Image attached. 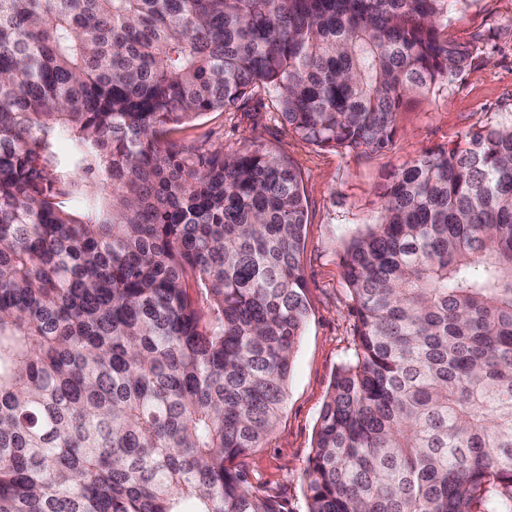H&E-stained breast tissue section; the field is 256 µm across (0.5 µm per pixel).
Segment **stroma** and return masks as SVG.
<instances>
[{
  "label": "stroma",
  "instance_id": "stroma-1",
  "mask_svg": "<svg viewBox=\"0 0 512 512\" xmlns=\"http://www.w3.org/2000/svg\"><path fill=\"white\" fill-rule=\"evenodd\" d=\"M450 37L480 51L440 94L411 97L398 132L379 154L321 150L292 134L270 99L244 112H211L173 133L185 144L225 151L263 148L290 161L304 188L307 223L300 260L309 315L272 435L245 459L252 484L279 495L288 512H307L306 468L315 426L335 373L353 348L352 300L343 277L344 244L375 223L387 185L424 151L484 125L512 122V0H470L448 15Z\"/></svg>",
  "mask_w": 512,
  "mask_h": 512
}]
</instances>
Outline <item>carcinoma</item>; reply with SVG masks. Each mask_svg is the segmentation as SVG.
Returning <instances> with one entry per match:
<instances>
[{
  "mask_svg": "<svg viewBox=\"0 0 512 512\" xmlns=\"http://www.w3.org/2000/svg\"><path fill=\"white\" fill-rule=\"evenodd\" d=\"M466 2L0 0V512H287L244 458L309 314L299 173L170 134L265 91L381 152ZM343 268L307 512H512V124L399 173Z\"/></svg>",
  "mask_w": 512,
  "mask_h": 512,
  "instance_id": "carcinoma-1",
  "label": "carcinoma"
}]
</instances>
